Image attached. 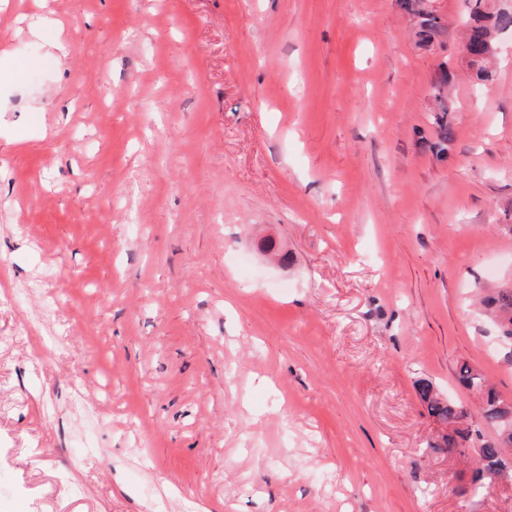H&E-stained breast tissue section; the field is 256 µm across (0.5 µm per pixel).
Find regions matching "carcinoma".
<instances>
[{
	"mask_svg": "<svg viewBox=\"0 0 512 512\" xmlns=\"http://www.w3.org/2000/svg\"><path fill=\"white\" fill-rule=\"evenodd\" d=\"M490 0H469V17L467 20L464 52L475 70L479 81L487 84L492 81V73L485 63L493 54L497 36L512 31V7L488 8ZM403 6L421 17L418 35L422 42L428 44L439 35L442 29L440 18L424 7V0H403ZM448 107L441 106L439 114L433 117L439 127L441 143H448L452 135L450 122L447 120ZM480 304L489 314L499 329L498 340L506 347L505 356L512 360V288H493L484 292ZM459 384L480 398L479 412L483 420L497 429V438L487 441L480 447L477 467L471 490L480 491L484 480L500 477L504 474V451L512 449V403L504 401L496 389L484 376L467 363H462L457 371ZM421 400L426 404L428 414L437 421L452 428L451 433L441 436L438 447L445 449L464 448L472 437H480L479 431L472 429L469 422V409L454 402L440 398L434 392V386L428 381L418 384Z\"/></svg>",
	"mask_w": 512,
	"mask_h": 512,
	"instance_id": "obj_1",
	"label": "carcinoma"
}]
</instances>
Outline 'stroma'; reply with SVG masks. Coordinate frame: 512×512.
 Segmentation results:
<instances>
[{
	"label": "stroma",
	"instance_id": "35a3bbf8",
	"mask_svg": "<svg viewBox=\"0 0 512 512\" xmlns=\"http://www.w3.org/2000/svg\"><path fill=\"white\" fill-rule=\"evenodd\" d=\"M428 8L0 0V512H512L417 390L512 401V34ZM403 6L407 11H411L421 17L420 30L418 35L422 42L428 44L439 35L443 27L440 18L432 11L424 7L422 0H402ZM468 1L470 11L463 49L475 70L477 79L487 84L493 78L485 63L494 52L497 36L512 31V7L503 9L496 4L492 10H489L488 2L495 1ZM480 304L499 329L498 340L508 349L505 356L512 360V288H493L486 290Z\"/></svg>",
	"mask_w": 512,
	"mask_h": 512
}]
</instances>
